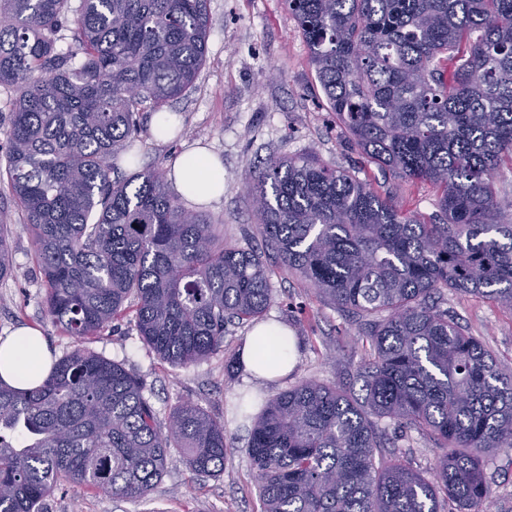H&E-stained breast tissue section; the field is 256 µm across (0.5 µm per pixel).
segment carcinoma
I'll list each match as a JSON object with an SVG mask.
<instances>
[{
    "mask_svg": "<svg viewBox=\"0 0 512 512\" xmlns=\"http://www.w3.org/2000/svg\"><path fill=\"white\" fill-rule=\"evenodd\" d=\"M208 0H0V87L13 90L0 182L26 215L48 320L79 342L48 375L0 383V512H42L68 484L142 497L172 452L224 474V418L192 402L166 426L143 383L82 346L132 313L159 360L224 351L263 319L267 254L224 241L136 163L140 112H164L206 59ZM336 120L371 162L437 192L429 220L315 155L271 157L249 184L280 265L362 321L354 385L302 378L268 400L246 452L263 512H479L488 458L512 449V363L434 299L453 289L512 313V0H285ZM71 44L64 47V31ZM0 224V279L12 274ZM438 453L430 476L378 427Z\"/></svg>",
    "mask_w": 512,
    "mask_h": 512,
    "instance_id": "obj_1",
    "label": "carcinoma"
}]
</instances>
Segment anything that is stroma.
<instances>
[{
    "label": "stroma",
    "instance_id": "35a3bbf8",
    "mask_svg": "<svg viewBox=\"0 0 512 512\" xmlns=\"http://www.w3.org/2000/svg\"><path fill=\"white\" fill-rule=\"evenodd\" d=\"M208 12L206 62L194 87L171 103L172 111L183 117L182 133L168 142L158 140L151 131L150 114H143L135 142L139 168L164 171L183 150L197 144L209 147L224 164V195L205 212L222 224L225 241L259 250L264 242L255 229V210L245 184L273 156L316 153L326 163L355 171L397 204L427 216L435 212V192L429 184L383 172L353 149L329 107L310 64L308 45L284 0H208ZM0 213L11 226L14 262L13 276L0 279V336L17 325H31L42 330L56 354L72 350L75 340L45 316L41 272L21 211L9 198L0 197ZM271 288L267 320L288 327L299 342L294 368L284 379L251 382L245 373L232 371L251 332L247 326L228 327L223 353L188 367L158 360L127 318L87 343L88 349L123 363L141 379L160 421H167L184 401L222 416L229 445L223 475L193 476L174 458L146 497H106L70 485L45 500L44 512H261L246 453L250 423L235 414L240 397L249 394L265 401L303 377L349 383L362 356L353 319L304 288L295 274L276 270ZM440 305L499 360L512 361L511 312L452 290ZM302 308L307 311L303 317L298 314ZM486 473L487 512H512V450L492 456Z\"/></svg>",
    "mask_w": 512,
    "mask_h": 512
}]
</instances>
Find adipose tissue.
<instances>
[{
  "label": "adipose tissue",
  "instance_id": "obj_1",
  "mask_svg": "<svg viewBox=\"0 0 512 512\" xmlns=\"http://www.w3.org/2000/svg\"><path fill=\"white\" fill-rule=\"evenodd\" d=\"M171 185L180 197L208 205L224 194V167L217 157L198 146L177 157ZM298 343L286 327L258 325L249 337L243 361L246 372L258 379H279L291 371ZM51 352L38 328L23 325L0 341V380L20 389L34 387L45 377Z\"/></svg>",
  "mask_w": 512,
  "mask_h": 512
}]
</instances>
